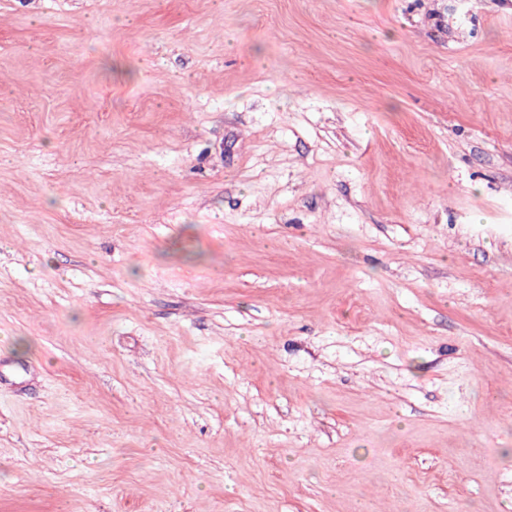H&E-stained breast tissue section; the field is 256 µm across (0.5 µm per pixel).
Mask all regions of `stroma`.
Masks as SVG:
<instances>
[{"label":"stroma","instance_id":"stroma-1","mask_svg":"<svg viewBox=\"0 0 512 512\" xmlns=\"http://www.w3.org/2000/svg\"><path fill=\"white\" fill-rule=\"evenodd\" d=\"M0 512H512V0H0Z\"/></svg>","mask_w":512,"mask_h":512}]
</instances>
